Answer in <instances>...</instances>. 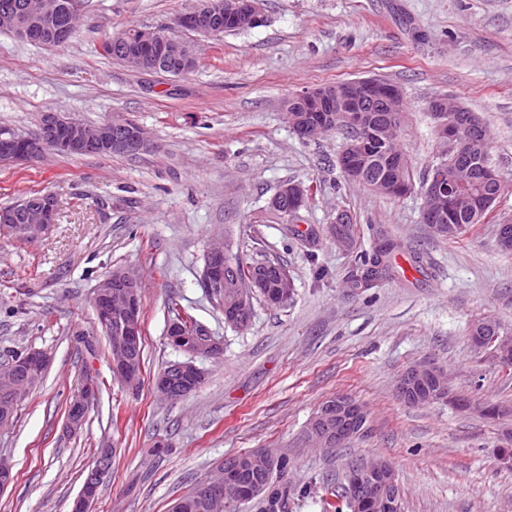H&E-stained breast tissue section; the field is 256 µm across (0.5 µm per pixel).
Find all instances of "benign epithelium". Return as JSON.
<instances>
[{
    "label": "benign epithelium",
    "instance_id": "benign-epithelium-1",
    "mask_svg": "<svg viewBox=\"0 0 512 512\" xmlns=\"http://www.w3.org/2000/svg\"><path fill=\"white\" fill-rule=\"evenodd\" d=\"M61 10L57 0H25L18 8L0 11V28L12 32L17 38L33 41L43 35L42 21L47 14ZM263 21L260 0H204V4L177 18L179 27L214 39L224 28L253 27ZM108 46L134 66L148 65L151 71L174 69L183 74L197 64L196 49L184 48V43L173 39L162 28H145L135 42L118 34ZM377 102L387 112H398L404 104L401 91L394 85L377 78L347 80L335 85L317 86L300 91L282 105L287 112L300 107L305 112L321 114V124H329L333 113L340 112L355 136L345 141L338 162L343 176L360 173L359 161L372 145V130L377 121L366 113L365 103ZM431 115L436 131L445 143L452 159L467 154L472 146L471 137L481 135L488 139V130L481 118L468 112L455 99L438 97L432 100ZM147 135L143 127L131 126L123 118L85 125L58 112L42 113L37 135L19 136L13 132L0 133V158L7 161L34 157L45 149L59 154L108 152L124 156L136 155L147 148ZM308 188L300 183L286 184L269 203L272 210L287 209L297 215L304 206ZM426 196L435 200L432 207L422 211V220L436 230L444 229L448 217L456 211L459 201L458 183L444 175L440 168L430 171ZM57 202L53 195L44 194L24 205L18 217L9 210L0 211V231L16 237H28L44 232L54 223ZM202 283L209 295L217 299L227 288L235 289L236 307L224 313L225 323L243 329L249 322V311L254 296L264 288L263 279L256 275L243 288L234 266L224 261V248L213 247L206 255ZM141 278L129 268H117L97 284L93 304L98 322L109 329L117 325V345L112 357V372L127 385L138 383L139 372L135 360L140 347ZM293 293V282L281 275L274 293L267 296L271 304L286 300ZM170 343L185 352L188 360L170 365L154 381V391L163 400L182 398L199 388L204 381L203 371L194 363L199 355H212L222 351V341L200 329L194 342L185 343L181 324L172 321L167 328ZM494 359L503 366L512 365V337L499 336L492 350ZM50 363L49 355L40 350H27L20 356L0 359V427L11 423L14 410L29 392L26 375L44 371ZM397 394L405 403L413 405L448 399V373L430 362L417 363L405 370L397 383ZM90 402L86 392L70 402L66 426L71 431L82 428L84 415ZM367 411L361 404L346 398H336L335 406L319 411L307 428L309 439L322 448H334L348 440L350 432L363 426ZM277 456L270 451L253 452L251 468L262 472L274 465ZM112 464V449L104 448L91 467L74 501L73 512H93L96 503L94 489L102 483ZM216 498H224L228 507L245 503L253 498L263 500L266 508L276 512L279 503L272 497L267 484H248L238 473L237 461L230 459L217 475L204 481ZM342 486L353 512H399L397 483L392 466L383 459L359 462L348 466Z\"/></svg>",
    "mask_w": 512,
    "mask_h": 512
}]
</instances>
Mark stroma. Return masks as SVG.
I'll use <instances>...</instances> for the list:
<instances>
[{"label": "stroma", "mask_w": 512, "mask_h": 512, "mask_svg": "<svg viewBox=\"0 0 512 512\" xmlns=\"http://www.w3.org/2000/svg\"><path fill=\"white\" fill-rule=\"evenodd\" d=\"M195 0H88L75 35L48 48L0 30V127L33 135L41 114L86 124L135 120L151 140L136 156H62L0 162V208L54 195L51 230L32 239L0 235V354L40 349L52 362L0 429V456L15 483L0 512H71L89 465L114 449L94 512H170L225 456L257 448L288 455V512H324L325 487L349 463L389 460L401 512H512V470L496 451L512 415L490 422L448 405L411 407L395 391L409 366L431 361L458 396L512 407V369L473 346L467 331L497 319L512 334V255L495 227L455 242L421 221L424 198L374 196L344 184L331 131L300 139L281 101L323 83L379 77L400 87L402 151L425 173L440 148L430 100L447 94L491 131L493 166L509 186L495 212L512 223V0H262L263 26L196 36L176 17ZM163 27L196 41L199 64L182 77L140 73L103 55L102 41L131 27ZM314 193L291 224L270 213L285 183ZM404 239L395 274L377 288H347L354 254L323 233L337 211ZM217 241L244 261L283 262L295 295L283 307L253 300L245 329L225 324L201 283ZM426 260L408 275L415 253ZM141 276L144 365L129 387L112 374L92 297L112 270ZM178 303L223 342L197 358L206 377L176 402L153 389L165 367L185 361L166 335ZM92 376L97 391L78 435L64 422L71 389ZM363 404V431L335 448L307 437L320 404ZM170 441L155 456L157 440Z\"/></svg>", "instance_id": "stroma-1"}]
</instances>
